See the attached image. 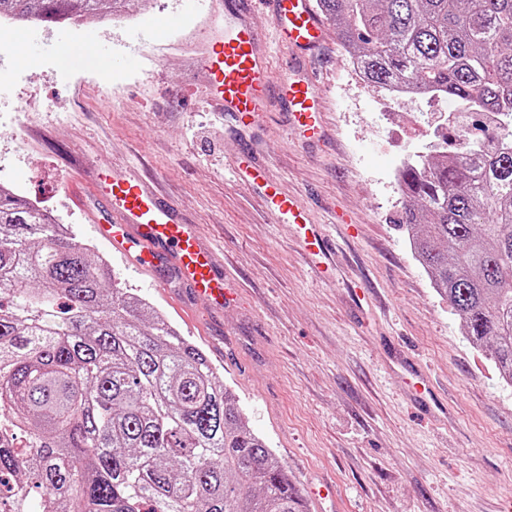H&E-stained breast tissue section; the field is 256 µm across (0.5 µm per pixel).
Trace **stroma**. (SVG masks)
<instances>
[{"label": "stroma", "instance_id": "obj_1", "mask_svg": "<svg viewBox=\"0 0 512 512\" xmlns=\"http://www.w3.org/2000/svg\"><path fill=\"white\" fill-rule=\"evenodd\" d=\"M170 11L182 28L143 34ZM209 14L190 0H149L131 18L101 24L0 26V183L108 258L119 287L158 306L180 332L179 293L157 295L90 232L94 205L77 206L100 169L134 165L204 227L235 281L237 300L195 308L189 333L235 390L253 428L288 468L300 492L334 481L337 512H497L512 498V387L500 381L489 347H473L458 315L413 254L397 219L406 202L389 169L421 138L399 139L380 115L375 87L353 78L334 27L306 63L324 94L320 135L292 131L271 100L247 129L209 104L198 59ZM251 20L274 75L297 53L268 13ZM87 35L112 55L138 53L139 70L67 66L56 46L65 32ZM27 35L44 52L34 66L9 47ZM250 145L266 173L298 195L336 245L323 275L274 223L236 166ZM402 353L430 373L448 419L421 414L396 381Z\"/></svg>", "mask_w": 512, "mask_h": 512}]
</instances>
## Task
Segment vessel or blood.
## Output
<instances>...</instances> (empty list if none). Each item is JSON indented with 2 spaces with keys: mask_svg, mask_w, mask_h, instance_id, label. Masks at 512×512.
<instances>
[{
  "mask_svg": "<svg viewBox=\"0 0 512 512\" xmlns=\"http://www.w3.org/2000/svg\"><path fill=\"white\" fill-rule=\"evenodd\" d=\"M248 0H225L224 12L214 18L206 34L208 48L201 59L204 84L211 104L239 126L260 123L268 101L278 97L292 123L302 133L316 135L321 124L322 94L308 76L292 72L273 77L258 55L256 33L246 19ZM296 46L311 48L322 42L326 26L312 0H255ZM72 67L107 70L111 65L135 69L138 56L112 58L101 46L75 34L62 38ZM247 185L267 200L276 223L288 225L314 256V272L332 265L333 252L321 225L312 223L303 204L267 179L263 164L251 149L241 152ZM102 209L92 230L96 237L127 256L136 268L148 271L156 291L187 289L215 308L235 298L232 283L215 262V251L199 225L189 223L177 203L161 194L154 182L123 169L102 172L95 190Z\"/></svg>",
  "mask_w": 512,
  "mask_h": 512,
  "instance_id": "obj_1",
  "label": "vessel or blood"
}]
</instances>
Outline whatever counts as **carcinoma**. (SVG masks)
<instances>
[{
  "label": "carcinoma",
  "instance_id": "obj_1",
  "mask_svg": "<svg viewBox=\"0 0 512 512\" xmlns=\"http://www.w3.org/2000/svg\"><path fill=\"white\" fill-rule=\"evenodd\" d=\"M139 0H0L31 26ZM366 82L471 104L456 155H415L400 223L512 384V0H317ZM0 512H308L202 348L107 259L0 190Z\"/></svg>",
  "mask_w": 512,
  "mask_h": 512
}]
</instances>
